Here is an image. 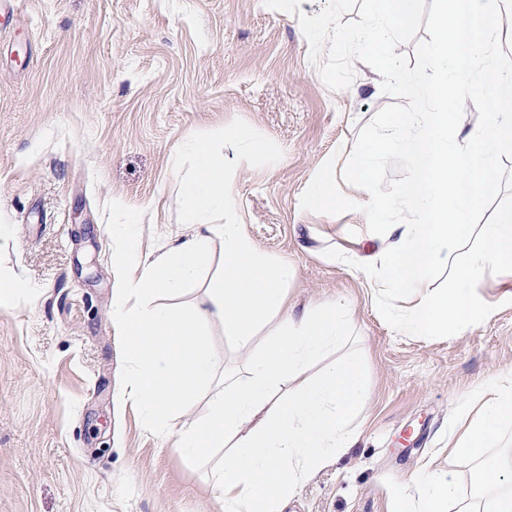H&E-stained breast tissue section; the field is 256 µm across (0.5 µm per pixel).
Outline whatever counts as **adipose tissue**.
<instances>
[{
  "label": "adipose tissue",
  "mask_w": 512,
  "mask_h": 512,
  "mask_svg": "<svg viewBox=\"0 0 512 512\" xmlns=\"http://www.w3.org/2000/svg\"><path fill=\"white\" fill-rule=\"evenodd\" d=\"M192 175L182 187L185 209L206 231L176 247L167 262L114 255L127 274L112 302V325L126 340L135 371L123 398L149 418L190 467L209 463L217 512H278L312 475L333 463L356 436L353 420L365 391L358 356L332 358L345 341L349 310L339 303L301 317L289 312L288 264L257 253L239 224L229 193L231 163L203 139L188 143ZM224 240V273L206 307H153L147 295L179 294L207 266L211 237ZM224 324L235 348L248 353L241 370H223L206 328ZM265 337H258L259 327ZM318 376H310L315 362ZM211 388L206 419L172 428V404ZM467 429L453 453L490 474L485 494L456 501L452 473L422 468L397 489L393 512H512V465L488 450L512 427V372L497 375L462 400L453 418Z\"/></svg>",
  "instance_id": "1"
}]
</instances>
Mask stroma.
I'll return each instance as SVG.
<instances>
[{
	"label": "stroma",
	"instance_id": "1",
	"mask_svg": "<svg viewBox=\"0 0 512 512\" xmlns=\"http://www.w3.org/2000/svg\"><path fill=\"white\" fill-rule=\"evenodd\" d=\"M353 69L348 88L329 89L297 16L263 0H18L0 26V275L20 288L0 307V512H215L207 467L187 468L121 398L133 361L112 327L114 253L161 262L201 232L182 205V146L204 138L229 156L237 128L253 143L230 189L239 222L256 251L291 265L294 313L349 304L367 373L357 442L280 512H393L395 490L430 462L453 472L459 501L475 495L448 423L459 399L512 371V279L487 276L478 294L493 316L456 336H405L382 319L348 260L377 261L387 242L367 239L362 211L300 206L391 102L380 74ZM131 217L127 242L111 227ZM223 269L216 236L201 279L154 305L200 306Z\"/></svg>",
	"mask_w": 512,
	"mask_h": 512
}]
</instances>
